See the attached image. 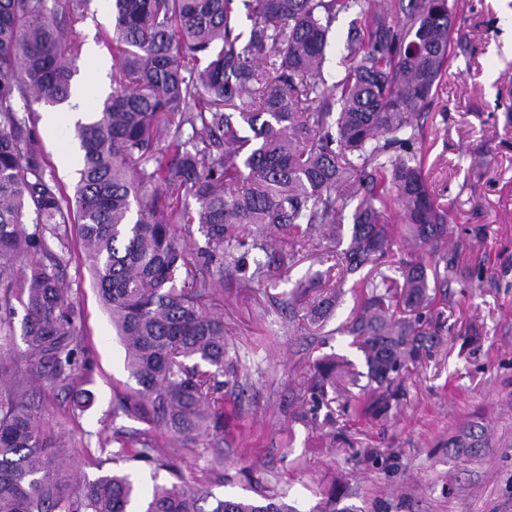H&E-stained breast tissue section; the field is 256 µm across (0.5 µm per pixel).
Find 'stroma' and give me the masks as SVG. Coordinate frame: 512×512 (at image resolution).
Segmentation results:
<instances>
[{"label": "stroma", "instance_id": "1", "mask_svg": "<svg viewBox=\"0 0 512 512\" xmlns=\"http://www.w3.org/2000/svg\"><path fill=\"white\" fill-rule=\"evenodd\" d=\"M455 4L448 66L425 126L424 174L449 210V242L481 227L471 254L484 263V282L453 283L447 304L434 305L445 325L442 340L403 379L399 410L380 422L359 418L368 391L356 388L332 423L301 421L291 396L324 356L366 371L361 351L337 332L357 305L354 291L343 286L333 315L312 335L288 331L271 305L272 297L333 265L331 252L306 249L271 287L225 284L206 305L224 316L238 381L224 402V478L209 486L216 498L260 502L271 495L310 512L333 488L338 512H512V0ZM36 131L51 171L74 189L79 162L59 161L77 150L72 129ZM64 283L81 315L92 404L74 411V394L54 391L47 422L81 452L98 448L113 428L142 423L112 410L115 396L136 382L81 251H74ZM471 429L478 444L453 445ZM158 444L162 457L176 458L178 474L104 453L98 465L69 472V480L121 468L147 492L178 476L193 482L207 465L205 448L184 450L163 435Z\"/></svg>", "mask_w": 512, "mask_h": 512}]
</instances>
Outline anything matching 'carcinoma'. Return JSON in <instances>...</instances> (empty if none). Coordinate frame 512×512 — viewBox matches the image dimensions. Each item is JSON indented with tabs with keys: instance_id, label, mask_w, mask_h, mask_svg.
I'll return each mask as SVG.
<instances>
[{
	"instance_id": "obj_1",
	"label": "carcinoma",
	"mask_w": 512,
	"mask_h": 512,
	"mask_svg": "<svg viewBox=\"0 0 512 512\" xmlns=\"http://www.w3.org/2000/svg\"><path fill=\"white\" fill-rule=\"evenodd\" d=\"M251 9L236 32L237 2ZM89 0H0V512H296L273 501L218 499L206 483L224 467V388L231 373L224 318L205 301L224 279L254 270L240 286L273 283L285 265L325 239L338 281L297 303L315 273L276 301L284 322L322 326L347 278L369 268L366 293L343 327L377 384L367 411L400 405L398 382L431 353L444 325L432 315L434 288L484 267L460 265L464 244H448V210L422 172L424 118L448 63V0H391L375 14L367 0H112V91L91 101L74 136L81 168L68 194L46 163L34 105L67 102L80 45L64 38L89 18ZM364 18L344 45L345 75L329 82L325 48L336 16ZM248 126L259 142L240 135ZM192 196L196 210L184 204ZM353 210L349 242L347 210ZM396 210L408 239L440 254L394 264L386 215ZM33 225L28 230L27 225ZM76 227L100 303L125 349L138 388L112 411L148 422L112 429L115 458L155 460L156 435L183 447L206 441L196 485H154L143 498L130 474L114 471L68 490L71 442L46 425V392L86 382L79 315L62 287L69 225ZM204 244L188 253L193 225ZM25 310L24 364H14V303ZM409 312L397 316V309ZM351 363H316L294 402L304 418L330 407L358 382Z\"/></svg>"
}]
</instances>
